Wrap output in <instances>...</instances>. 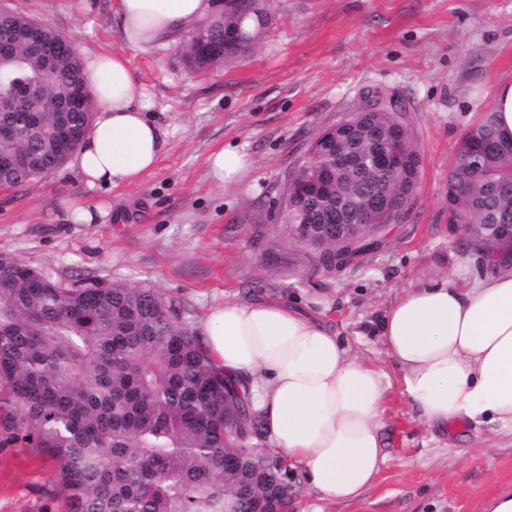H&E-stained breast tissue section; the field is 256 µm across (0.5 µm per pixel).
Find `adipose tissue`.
Wrapping results in <instances>:
<instances>
[{
  "label": "adipose tissue",
  "mask_w": 512,
  "mask_h": 512,
  "mask_svg": "<svg viewBox=\"0 0 512 512\" xmlns=\"http://www.w3.org/2000/svg\"><path fill=\"white\" fill-rule=\"evenodd\" d=\"M216 0H117L125 42L148 48L217 13ZM93 125L69 163L88 188L138 185L163 139L144 84L120 53L83 57ZM215 369L237 383L273 452L300 469L309 512L354 501L387 461L380 436L385 372L350 352L324 322L281 301L213 306L197 324ZM415 420L497 425L512 433V264L469 284L439 277L402 288L379 326Z\"/></svg>",
  "instance_id": "1"
}]
</instances>
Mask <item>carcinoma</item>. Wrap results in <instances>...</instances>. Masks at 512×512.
Segmentation results:
<instances>
[{
	"label": "carcinoma",
	"mask_w": 512,
	"mask_h": 512,
	"mask_svg": "<svg viewBox=\"0 0 512 512\" xmlns=\"http://www.w3.org/2000/svg\"><path fill=\"white\" fill-rule=\"evenodd\" d=\"M268 22L262 0H225L208 20L214 39L201 60L192 43L185 60L201 69L252 52ZM21 65L0 68V80L20 74L44 81L47 98L81 72L47 78L37 57L18 48ZM93 106L72 115L77 148ZM52 112L26 147L45 154L56 126ZM374 142L349 135L339 144L317 136L288 176L279 219L290 234L306 224H332L340 198L353 191L368 205L376 178L355 176ZM392 148L409 166L390 180H416L420 155L408 134ZM481 158L476 173L470 155ZM375 218L397 223L409 209ZM512 224V150L498 135L493 111L469 129L448 172V224ZM361 242L341 257L327 246L318 264L331 271L371 250ZM182 300L156 288L112 279H70L0 255V447L19 444L54 462L55 487L67 512H295L298 473L264 442L262 427L237 388L217 372ZM249 420L232 435L224 428V397Z\"/></svg>",
	"instance_id": "cac0c4a2"
}]
</instances>
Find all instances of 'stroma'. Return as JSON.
Returning a JSON list of instances; mask_svg holds the SVG:
<instances>
[{
    "label": "stroma",
    "instance_id": "stroma-1",
    "mask_svg": "<svg viewBox=\"0 0 512 512\" xmlns=\"http://www.w3.org/2000/svg\"><path fill=\"white\" fill-rule=\"evenodd\" d=\"M72 38L77 53L123 54L165 132L140 185L89 190L74 171L0 191V252L67 278L150 285L187 301L196 321L225 300L329 302L323 318L389 383L381 436L388 459L357 501L324 512H482L512 484V434L463 423L437 432L415 421L376 322L410 284L482 273L448 229V171L461 139L512 78V0H271L258 48L204 71L177 44L127 46L115 0H0ZM377 90L420 153L412 204L380 227L378 249L333 272L278 220L288 174L311 141ZM235 145L251 165L242 184L209 175L210 155ZM110 206L104 224H73L64 200ZM52 462L0 450V512H64L42 493Z\"/></svg>",
    "mask_w": 512,
    "mask_h": 512
}]
</instances>
